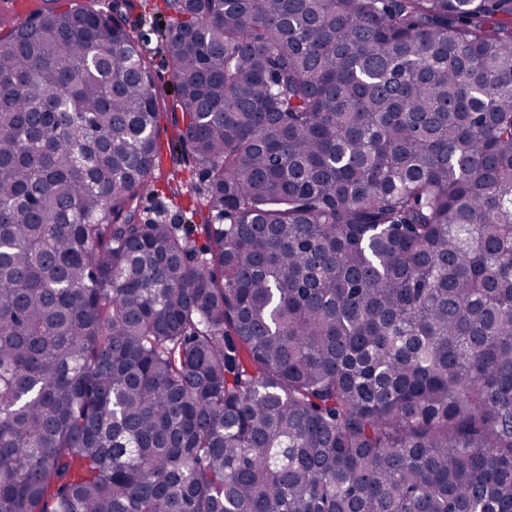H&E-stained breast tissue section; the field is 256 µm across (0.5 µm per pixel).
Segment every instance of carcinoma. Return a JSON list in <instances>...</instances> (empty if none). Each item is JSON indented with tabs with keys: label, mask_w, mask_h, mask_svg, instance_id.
Returning <instances> with one entry per match:
<instances>
[{
	"label": "carcinoma",
	"mask_w": 512,
	"mask_h": 512,
	"mask_svg": "<svg viewBox=\"0 0 512 512\" xmlns=\"http://www.w3.org/2000/svg\"><path fill=\"white\" fill-rule=\"evenodd\" d=\"M164 3L166 172L132 0L0 35V512H512V0ZM184 172L185 181L181 187V196L177 199L180 208H176L171 204L170 199L164 194L165 190L162 188V192L148 197L144 200L143 206L150 212L162 211L167 212L168 222L175 224H188L190 222L191 210L194 209V205L198 200V196L195 190L194 179L188 168V166L181 165Z\"/></svg>",
	"instance_id": "carcinoma-1"
}]
</instances>
